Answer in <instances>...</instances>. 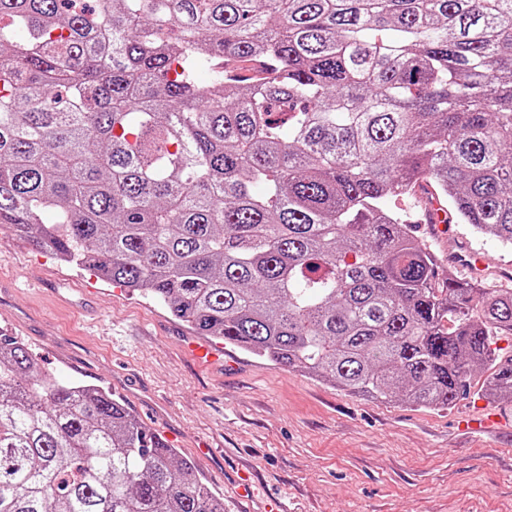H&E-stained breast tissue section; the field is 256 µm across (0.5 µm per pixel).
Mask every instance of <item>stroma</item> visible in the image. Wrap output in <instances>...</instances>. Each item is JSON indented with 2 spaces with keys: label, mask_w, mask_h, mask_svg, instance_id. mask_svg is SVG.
Masks as SVG:
<instances>
[{
  "label": "stroma",
  "mask_w": 512,
  "mask_h": 512,
  "mask_svg": "<svg viewBox=\"0 0 512 512\" xmlns=\"http://www.w3.org/2000/svg\"><path fill=\"white\" fill-rule=\"evenodd\" d=\"M433 194L417 190L403 208L445 271L460 276L453 257L471 250L489 258L488 284L512 278V248L495 238L466 224L433 233ZM0 329L57 380L123 401L196 463L225 506L244 473L255 506L276 499L288 512H512V429L489 437L456 426L484 400L440 410L374 401L231 345L222 348L229 368H199L180 351L189 329L165 307L8 229H0Z\"/></svg>",
  "instance_id": "35a3bbf8"
}]
</instances>
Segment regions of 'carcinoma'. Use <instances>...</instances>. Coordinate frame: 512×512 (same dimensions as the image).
I'll use <instances>...</instances> for the list:
<instances>
[{"instance_id":"cac0c4a2","label":"carcinoma","mask_w":512,"mask_h":512,"mask_svg":"<svg viewBox=\"0 0 512 512\" xmlns=\"http://www.w3.org/2000/svg\"><path fill=\"white\" fill-rule=\"evenodd\" d=\"M104 2L0 0L1 225L348 393L449 408L483 368L512 401V288L446 274L392 207L426 179L512 246V0ZM0 512L224 498L0 333Z\"/></svg>"}]
</instances>
